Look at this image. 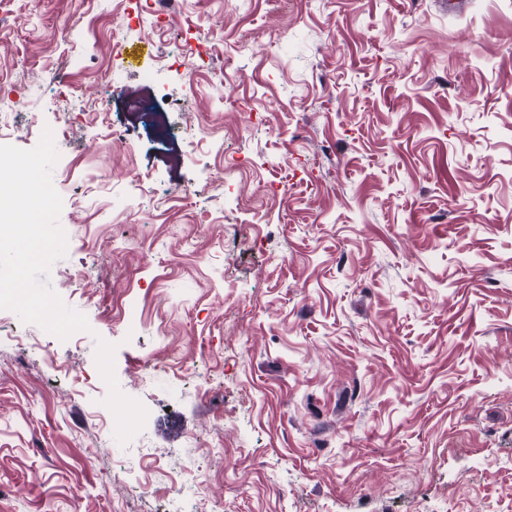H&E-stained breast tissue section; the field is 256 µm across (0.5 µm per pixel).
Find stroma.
<instances>
[{
    "instance_id": "35a3bbf8",
    "label": "stroma",
    "mask_w": 512,
    "mask_h": 512,
    "mask_svg": "<svg viewBox=\"0 0 512 512\" xmlns=\"http://www.w3.org/2000/svg\"><path fill=\"white\" fill-rule=\"evenodd\" d=\"M510 81L512 0H0V140L65 129L49 280L90 325L0 314V512H512Z\"/></svg>"
}]
</instances>
